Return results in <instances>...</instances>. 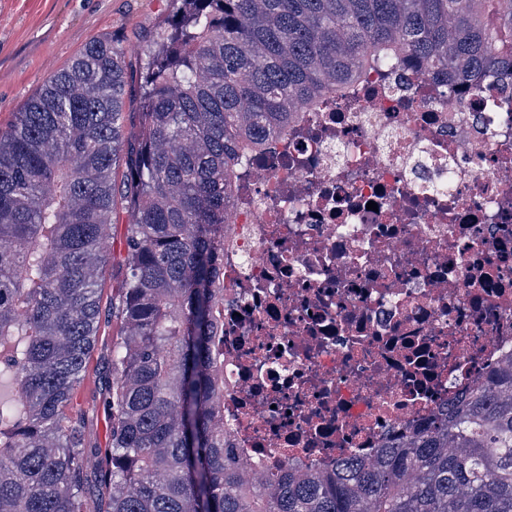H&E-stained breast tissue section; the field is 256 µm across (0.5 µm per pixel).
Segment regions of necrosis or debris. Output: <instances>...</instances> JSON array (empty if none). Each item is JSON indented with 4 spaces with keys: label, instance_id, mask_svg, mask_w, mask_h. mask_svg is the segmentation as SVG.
<instances>
[{
    "label": "necrosis or debris",
    "instance_id": "4bbe7bcc",
    "mask_svg": "<svg viewBox=\"0 0 512 512\" xmlns=\"http://www.w3.org/2000/svg\"><path fill=\"white\" fill-rule=\"evenodd\" d=\"M510 110L508 75L452 104L377 72L246 164L221 278L224 438L244 465L372 457L512 350Z\"/></svg>",
    "mask_w": 512,
    "mask_h": 512
}]
</instances>
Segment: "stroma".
Wrapping results in <instances>:
<instances>
[{"mask_svg":"<svg viewBox=\"0 0 512 512\" xmlns=\"http://www.w3.org/2000/svg\"><path fill=\"white\" fill-rule=\"evenodd\" d=\"M180 0H0V130L92 38L125 40L126 59L140 62L142 39L163 30ZM127 215L116 210L110 228L109 259L103 273L100 319L105 328L90 357L77 398L99 449L100 469L110 465L107 396L108 347L112 341V299L123 278Z\"/></svg>","mask_w":512,"mask_h":512,"instance_id":"obj_1","label":"stroma"}]
</instances>
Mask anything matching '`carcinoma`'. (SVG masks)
Listing matches in <instances>:
<instances>
[{"label": "carcinoma", "mask_w": 512, "mask_h": 512, "mask_svg": "<svg viewBox=\"0 0 512 512\" xmlns=\"http://www.w3.org/2000/svg\"><path fill=\"white\" fill-rule=\"evenodd\" d=\"M99 37L0 131V512H512V352L427 426L273 484L224 443V215L242 164L372 70L512 74V0H182L128 80ZM128 214L105 405L101 246ZM115 224L111 225L109 234V259L102 280V300L100 319L104 333L99 336L94 351L90 357L84 380L78 390L77 398L87 410L88 427L93 431L97 448H99L97 463L99 470L110 466L108 448L109 419L103 400L107 396L106 381L108 376L107 351L112 342V297L115 298L123 278L121 259L125 255V232L127 214L117 206L114 214Z\"/></svg>", "instance_id": "carcinoma-1"}]
</instances>
